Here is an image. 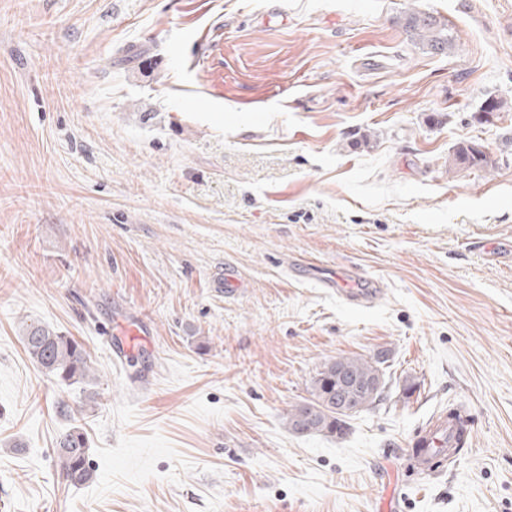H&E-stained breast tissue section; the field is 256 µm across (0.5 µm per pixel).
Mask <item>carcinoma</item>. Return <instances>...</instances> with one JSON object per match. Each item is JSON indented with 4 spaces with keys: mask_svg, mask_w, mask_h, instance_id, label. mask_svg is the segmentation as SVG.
<instances>
[{
    "mask_svg": "<svg viewBox=\"0 0 512 512\" xmlns=\"http://www.w3.org/2000/svg\"><path fill=\"white\" fill-rule=\"evenodd\" d=\"M394 23L429 54L446 55L455 48V38L450 30L429 12L408 10L397 16ZM452 162L467 168H485L492 164L483 146L476 142L459 144ZM22 339L27 356L46 376L71 384L86 383L90 372L88 353L79 341L39 324L26 326ZM384 363L382 353L370 359L338 356L323 362L310 381L311 399L295 404L288 411L286 422L289 430L301 435L334 437L343 434L348 429L347 415L332 409L336 401V368L342 367L349 375L371 384L359 395L361 410L365 411L383 400L386 381L381 365ZM311 413L314 418L310 427L299 428ZM56 454L61 473L70 484L83 485L92 479L94 470L89 462L88 442L80 427L73 426L59 435Z\"/></svg>",
    "mask_w": 512,
    "mask_h": 512,
    "instance_id": "obj_1",
    "label": "carcinoma"
}]
</instances>
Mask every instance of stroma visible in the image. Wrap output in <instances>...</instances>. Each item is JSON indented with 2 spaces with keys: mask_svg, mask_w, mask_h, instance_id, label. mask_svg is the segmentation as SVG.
Listing matches in <instances>:
<instances>
[{
  "mask_svg": "<svg viewBox=\"0 0 512 512\" xmlns=\"http://www.w3.org/2000/svg\"><path fill=\"white\" fill-rule=\"evenodd\" d=\"M408 1L0 0V512H512V0H412L446 56L394 24ZM469 141L492 168L450 166ZM346 265L372 305L315 278ZM31 322L94 381L44 376ZM382 350L346 435L289 430L326 359ZM451 406L469 443L415 478ZM394 23L426 53L446 55L455 48V38L445 23L429 12L404 11L396 16ZM122 338L111 345L114 360L124 362L140 350L141 341L149 336L147 326L140 321H131L121 329ZM22 339L27 356L46 376L71 385L87 383L88 353L79 341L39 324L26 325ZM56 454L62 475L72 485H83L92 479L87 438L82 429L73 426L59 435Z\"/></svg>",
  "mask_w": 512,
  "mask_h": 512,
  "instance_id": "obj_1",
  "label": "stroma"
}]
</instances>
